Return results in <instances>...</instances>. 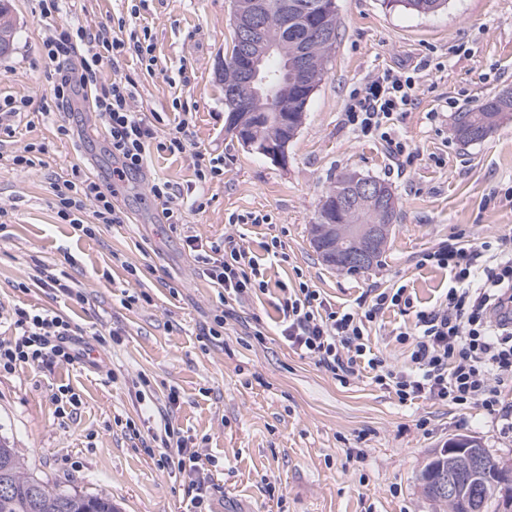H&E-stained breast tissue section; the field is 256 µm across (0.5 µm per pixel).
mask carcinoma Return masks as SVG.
I'll list each match as a JSON object with an SVG mask.
<instances>
[{
	"label": "carcinoma",
	"instance_id": "cac0c4a2",
	"mask_svg": "<svg viewBox=\"0 0 512 512\" xmlns=\"http://www.w3.org/2000/svg\"><path fill=\"white\" fill-rule=\"evenodd\" d=\"M273 5L268 17V35L271 39L284 45H292L294 38L305 33L301 9L316 6L323 0H289L297 5L294 23L283 28L278 10L274 9L279 0H268ZM404 9L417 15L435 14L445 8L447 0H396ZM327 22L329 35L326 39L314 43L319 61L315 73V84H320L327 72V62L336 42L338 18L335 11H328ZM16 37V25L12 17L9 0H0V42L6 49H12ZM512 115V93L505 91L486 99L477 109L464 113L465 120L460 127L463 142L474 141L473 134L485 129L484 120L494 118L490 127H498ZM6 483L9 490L0 492V512H117L112 504V497L107 494L88 495L77 491H67L55 484L44 481L29 473L24 467L17 449L0 440V483ZM427 498L445 508L446 512H469L462 500H442L434 495L429 483H421Z\"/></svg>",
	"mask_w": 512,
	"mask_h": 512
}]
</instances>
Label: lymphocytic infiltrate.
<instances>
[{
    "label": "lymphocytic infiltrate",
    "mask_w": 512,
    "mask_h": 512,
    "mask_svg": "<svg viewBox=\"0 0 512 512\" xmlns=\"http://www.w3.org/2000/svg\"><path fill=\"white\" fill-rule=\"evenodd\" d=\"M39 3L42 16L51 21L50 33L43 41L44 58L59 68L55 103L43 107L41 120L54 121L55 107L69 103L104 62L117 61L125 53H135L146 72L154 73L156 57L148 33L133 30L128 37H119V29L126 26L122 20L113 31L103 27L92 32L72 22L58 25L54 19L62 14L65 0ZM78 47L83 50L79 66L61 67V60ZM414 85L407 72L386 70L373 75L346 105V124L359 135L383 143L401 167L415 157L397 132L400 116L414 106ZM136 88V77L121 74L101 86L94 97L92 110L108 134L109 150L116 161L112 185L86 175L77 166L72 167L70 178L54 185L58 220L82 235H93L98 223H124L125 216L115 203L119 182L147 181L169 224L184 223L187 210L206 206L201 197L185 202L169 181L150 176L147 165L149 146L172 155L185 152L191 113L183 112L174 128L160 133L154 121L137 108ZM88 213L93 216L89 222L84 219ZM185 243L195 251L204 277L219 290L221 299L240 303L267 288L258 258L234 237H225L223 246L207 253L201 251L197 236H186ZM416 264L448 270L450 282L438 304L416 312L413 332H400V340L412 343L405 365L396 366L377 355L370 342L371 325L386 310L411 308L412 298L402 286L370 289L366 308L358 310L333 308L317 289L300 283L279 304L283 336L340 382L365 372L403 404L425 397L463 408L476 405L499 414L503 409L501 388L512 383V245L504 240L495 246L487 241L478 243L462 229L421 253ZM13 326V340L0 342V371L10 372L21 365H71L85 357L82 338L55 312L18 308L13 312ZM152 441L162 464L194 474L198 493L192 503L196 512H204L202 488L210 457L189 447L170 424L153 435Z\"/></svg>",
    "instance_id": "obj_1"
}]
</instances>
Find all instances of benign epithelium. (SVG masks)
Masks as SVG:
<instances>
[{
    "label": "benign epithelium",
    "instance_id": "7a95c632",
    "mask_svg": "<svg viewBox=\"0 0 512 512\" xmlns=\"http://www.w3.org/2000/svg\"><path fill=\"white\" fill-rule=\"evenodd\" d=\"M270 6L268 0H234L232 11L233 27L241 34L243 46L234 62L236 80L234 88L227 93L224 103L229 107L228 126L230 132L246 146L253 144L251 135L254 126L248 122L250 117L270 113L252 110L239 116L243 111L242 102L250 97L254 100H272L280 90L290 86L299 98H308L315 91L314 72L317 67L313 49L303 46L295 49L290 63L291 82L281 80L280 74L263 67L265 58L278 50V46L269 42L266 35V13ZM305 113L298 111L285 121L277 118L278 127L283 135L277 140L264 142L263 153L279 166L288 164V151L285 140L298 134ZM345 200L342 205L345 215H350L359 205L369 204L378 215V220L370 224H344L333 220L318 219L313 226L312 244L321 254L323 261L346 270L351 266L367 265L375 261L378 253L388 240L392 224L390 214L393 208V192L390 186L358 172L346 176ZM466 459L469 472L477 470L480 461V449L462 444L457 438L448 445V466L434 473V489L442 498L454 499L459 488V470L455 469L459 459ZM492 491L499 503V512H512V459L496 462V478Z\"/></svg>",
    "mask_w": 512,
    "mask_h": 512
}]
</instances>
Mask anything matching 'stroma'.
I'll list each match as a JSON object with an SVG mask.
<instances>
[{
  "mask_svg": "<svg viewBox=\"0 0 512 512\" xmlns=\"http://www.w3.org/2000/svg\"><path fill=\"white\" fill-rule=\"evenodd\" d=\"M18 28L14 49L0 56V101L13 100V141L0 149V341L12 339L14 308L60 314L82 333L85 363L32 367L0 374V439L17 448L28 469L64 489L110 492L120 512H192L187 477L158 467L144 445L172 423L189 445L214 459L205 490L212 512H436L418 475L435 451L460 436L478 438L498 458H512V429L482 408L394 393L361 374L340 383L300 355L281 334L277 310L284 288L299 282L332 306H356L371 288L406 286L427 307L448 287V273L417 267L422 252L464 229L478 240L512 233V119L476 144L460 142L453 113L478 108L512 89V0H448L433 15L407 12L395 0H335L338 37L327 73L288 147V164L241 148L225 131L224 86L217 67L231 48V0H71L57 23L96 30L125 20L147 28L155 74L139 59L120 66L138 80L136 104L147 114H192L185 153L149 148L148 168L185 197L204 191L207 206L187 224H165L146 181L122 184L116 200L127 221L75 233L53 208V183L78 166L111 171L106 133L91 111L98 86L111 83L104 64L67 109L74 133L64 137L37 114L53 99L56 76L41 44L47 21L38 0H10ZM419 71L416 104L397 124L417 150L397 169L386 149L352 131L345 107L375 73ZM44 144L43 167L24 173L9 153ZM224 159L221 179L199 185L196 153ZM391 184L399 219L377 266L360 273L327 267L309 236L326 189L344 172ZM261 212L266 224H233V214ZM204 244L234 237L261 258L266 293L223 306L184 238ZM277 240L286 260L268 256ZM121 255L115 263L113 255ZM84 294L75 303L58 289L35 285L36 261ZM150 302L127 306L132 293ZM227 308L222 335H209L215 310ZM413 312L387 311L372 328L375 353L402 363L407 346L392 335L412 327ZM146 376L135 394L130 380ZM80 402L59 416L58 387ZM179 401L167 407L166 396Z\"/></svg>",
  "mask_w": 512,
  "mask_h": 512,
  "instance_id": "obj_1",
  "label": "stroma"
}]
</instances>
